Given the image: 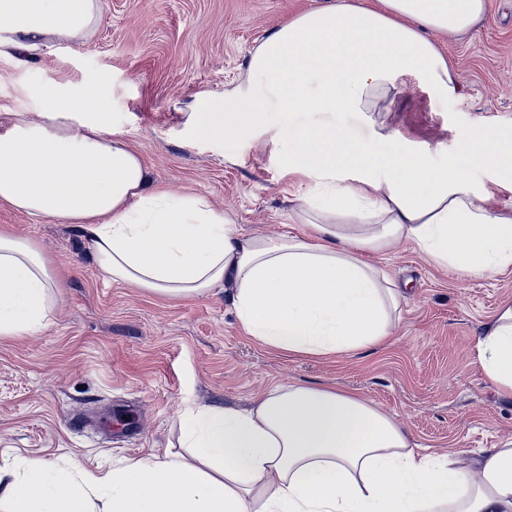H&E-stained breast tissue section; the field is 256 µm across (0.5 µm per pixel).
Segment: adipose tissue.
I'll return each instance as SVG.
<instances>
[{
	"label": "adipose tissue",
	"mask_w": 512,
	"mask_h": 512,
	"mask_svg": "<svg viewBox=\"0 0 512 512\" xmlns=\"http://www.w3.org/2000/svg\"><path fill=\"white\" fill-rule=\"evenodd\" d=\"M486 0H328L269 34L247 82L198 109L201 140L245 138L276 113L277 162L299 176L310 234L278 242L239 231L194 194L153 187L143 158L112 135L110 79L28 90L37 117L0 135V204L83 228L107 278L172 298L230 286L248 336L291 354L379 346L398 295L361 257L403 242L464 276L512 266V218L480 203L472 175L512 185V127L466 128L456 149L374 129L378 102L420 80L456 91L440 43L469 32ZM99 0H0V56L78 42ZM353 116L359 125L324 121ZM54 279L31 244L0 230V336L48 325ZM485 379L512 398V305L475 342ZM187 456L128 460L75 485L36 460L0 467L11 512H512V442L470 456L423 452L355 392L274 386L248 410L188 408Z\"/></svg>",
	"instance_id": "obj_1"
}]
</instances>
